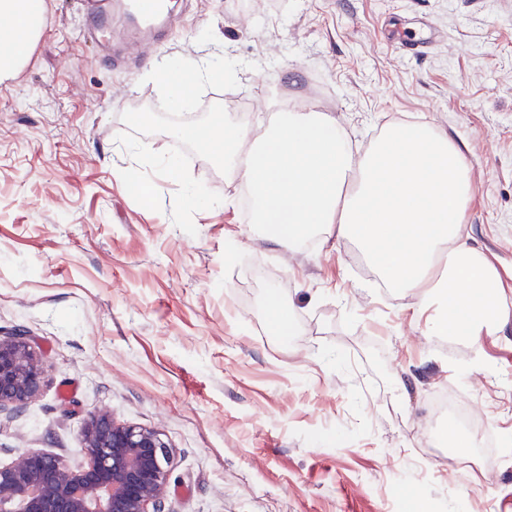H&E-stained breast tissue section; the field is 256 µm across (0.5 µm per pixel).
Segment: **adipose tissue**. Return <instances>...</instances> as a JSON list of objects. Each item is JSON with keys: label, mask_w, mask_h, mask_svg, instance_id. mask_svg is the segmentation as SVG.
Segmentation results:
<instances>
[{"label": "adipose tissue", "mask_w": 512, "mask_h": 512, "mask_svg": "<svg viewBox=\"0 0 512 512\" xmlns=\"http://www.w3.org/2000/svg\"><path fill=\"white\" fill-rule=\"evenodd\" d=\"M47 20L45 0H0V82L28 63ZM173 135L251 186L272 244L357 243L386 287L415 297L428 335L477 346L512 332V288L463 232L474 188L464 147L447 133L394 124L357 156L335 118L287 103L253 141L220 112L208 128Z\"/></svg>", "instance_id": "obj_1"}]
</instances>
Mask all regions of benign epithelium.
<instances>
[{
	"instance_id": "1",
	"label": "benign epithelium",
	"mask_w": 512,
	"mask_h": 512,
	"mask_svg": "<svg viewBox=\"0 0 512 512\" xmlns=\"http://www.w3.org/2000/svg\"><path fill=\"white\" fill-rule=\"evenodd\" d=\"M42 375L23 331L0 334V413L36 397ZM82 438L88 462L81 469L32 448L0 464V512H165L169 454L159 433L100 412Z\"/></svg>"
}]
</instances>
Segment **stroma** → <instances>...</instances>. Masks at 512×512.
<instances>
[{"instance_id":"stroma-1","label":"stroma","mask_w":512,"mask_h":512,"mask_svg":"<svg viewBox=\"0 0 512 512\" xmlns=\"http://www.w3.org/2000/svg\"><path fill=\"white\" fill-rule=\"evenodd\" d=\"M46 2L29 64L0 83V332L24 330L44 365L40 397L0 415V464L35 448L83 466L82 428L108 410L165 442L168 512H512V338L426 335L353 242L275 248L245 183L202 157L190 173L223 205L193 236L176 181L155 177L156 212L112 177L136 165L121 115L156 108L155 65L224 56L238 85L202 105L251 136L289 102L332 113L356 150L413 121L462 142L466 229L512 271V0H170L179 26L127 68L99 46L129 50L130 16L90 43L78 0ZM413 36L426 53L403 49ZM441 389L501 444L488 473L449 467Z\"/></svg>"}]
</instances>
